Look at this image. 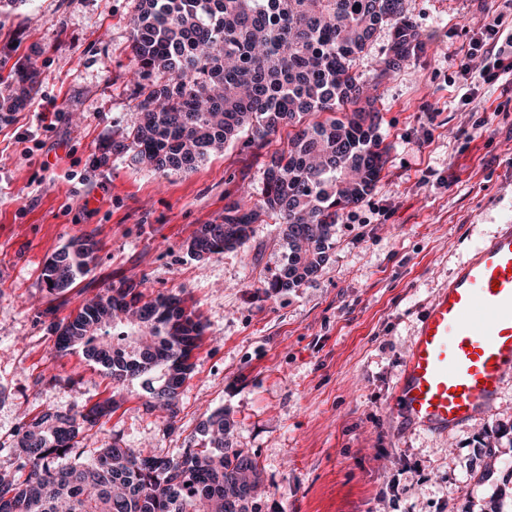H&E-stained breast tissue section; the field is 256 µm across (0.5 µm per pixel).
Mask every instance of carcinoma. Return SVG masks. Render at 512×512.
Listing matches in <instances>:
<instances>
[{
  "label": "carcinoma",
  "instance_id": "obj_1",
  "mask_svg": "<svg viewBox=\"0 0 512 512\" xmlns=\"http://www.w3.org/2000/svg\"><path fill=\"white\" fill-rule=\"evenodd\" d=\"M383 25L393 29L385 74L423 46L404 0H139L131 63L153 82L135 91L138 121L112 151L165 176L193 170L242 133L261 146L279 126L292 127L287 148L264 164L259 209L284 226L289 250L267 288H300L386 162L382 117L355 70ZM256 217L230 202L224 221L202 225L191 248L219 255L248 238ZM97 252L81 236L54 254L42 279L63 291L92 271ZM51 328L57 352L82 350L115 388L145 380L146 409L172 422L206 325L179 296L149 298L122 279ZM109 409L105 401L48 410L24 424L16 444L24 461L0 474V512H256L258 462L232 447L224 412L175 456L143 457L114 439L88 462L78 436Z\"/></svg>",
  "mask_w": 512,
  "mask_h": 512
}]
</instances>
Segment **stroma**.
Here are the masks:
<instances>
[{
	"mask_svg": "<svg viewBox=\"0 0 512 512\" xmlns=\"http://www.w3.org/2000/svg\"><path fill=\"white\" fill-rule=\"evenodd\" d=\"M405 11L426 40L379 86L380 178L345 210L315 279L271 294L288 256L273 220L211 258L188 244L228 202L259 201L262 156L286 147L288 126L263 150L238 140L159 175L112 151L145 84L131 64L137 0H0V61L37 81L0 118V470L18 466L12 443L32 416L109 399L82 434L87 454L118 439L172 456L227 413L233 446L261 470L258 512H512V376L490 412L445 434L390 410L425 308L512 225V70L494 65L512 0H405ZM477 42L493 62L486 80L458 68ZM86 232L101 242L91 273L46 288V260ZM121 279L179 295L208 326L174 425L147 411L140 383L113 390L81 350L54 349L51 319Z\"/></svg>",
	"mask_w": 512,
	"mask_h": 512,
	"instance_id": "35a3bbf8",
	"label": "stroma"
}]
</instances>
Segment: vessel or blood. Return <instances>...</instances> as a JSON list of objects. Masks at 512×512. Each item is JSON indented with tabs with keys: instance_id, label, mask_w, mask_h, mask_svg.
Wrapping results in <instances>:
<instances>
[{
	"instance_id": "vessel-or-blood-1",
	"label": "vessel or blood",
	"mask_w": 512,
	"mask_h": 512,
	"mask_svg": "<svg viewBox=\"0 0 512 512\" xmlns=\"http://www.w3.org/2000/svg\"><path fill=\"white\" fill-rule=\"evenodd\" d=\"M512 371V226L479 243L432 301L404 363L394 405L412 428L472 421Z\"/></svg>"
}]
</instances>
